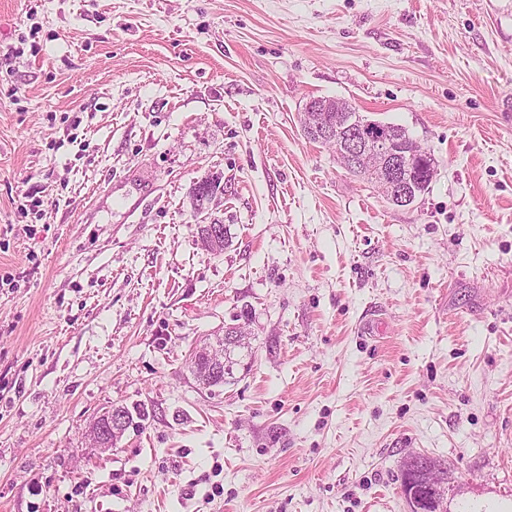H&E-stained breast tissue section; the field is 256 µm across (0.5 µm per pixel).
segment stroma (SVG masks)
I'll list each match as a JSON object with an SVG mask.
<instances>
[{
	"label": "stroma",
	"instance_id": "obj_1",
	"mask_svg": "<svg viewBox=\"0 0 512 512\" xmlns=\"http://www.w3.org/2000/svg\"><path fill=\"white\" fill-rule=\"evenodd\" d=\"M319 97L429 189L307 139ZM112 406L148 417L101 452ZM410 455L512 512V0H0V512H409ZM336 103H339L341 107L336 106ZM344 104L346 103L333 98L306 103L304 113L319 112L322 120L335 128L336 132L328 126H322L316 117L314 123L302 124L305 136L321 143L331 141L336 155L340 158L344 156L349 160V169L367 171L368 177L389 201L391 198L394 201L396 197L398 198L399 204L397 201H392L393 205L399 207L411 205L413 196L410 195L411 186L402 174L404 160L401 152L406 155L410 154L411 151L418 148L417 142L402 126L380 121L387 129L391 144L386 142L384 134L380 135L378 130L373 129L374 136H379L380 144L379 147L373 148L371 141L373 135H369L368 130L371 125H375L374 122L368 119L362 120V115L356 111V108L348 111L343 106ZM360 119L362 121L360 131H356L354 136H350L347 141L336 137L340 134L347 135L350 127L354 128ZM241 345L242 343L240 342H238V344L232 343L224 336L222 344L218 346L219 348L205 346L208 347V349H204L199 353L205 357L207 366L193 374L197 384L204 389H210L211 387H215V379L222 375H224L223 384L226 383L227 378L233 375L234 365H238L237 360L231 357V355L234 356L236 348H240ZM224 353L226 356L225 364Z\"/></svg>",
	"mask_w": 512,
	"mask_h": 512
}]
</instances>
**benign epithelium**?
Returning a JSON list of instances; mask_svg holds the SVG:
<instances>
[{"label": "benign epithelium", "instance_id": "obj_1", "mask_svg": "<svg viewBox=\"0 0 512 512\" xmlns=\"http://www.w3.org/2000/svg\"><path fill=\"white\" fill-rule=\"evenodd\" d=\"M373 122L364 119L361 122L360 130L344 141L336 137L335 130L324 127L316 121L311 124L302 125L305 136L324 143L332 142L338 157L349 160V168L364 170L368 177L376 184L381 193L389 199H398L399 203L408 206L413 197L410 195L411 186L402 174L403 154L386 142L385 136L373 130V134L379 137L380 146L373 147L371 135L368 134ZM224 239V225L212 222L205 225V231L200 234L201 245L209 249L220 244ZM205 357L207 366L194 374L197 384L209 389L215 385V379L224 375V346L208 348L200 351ZM126 417L119 407H114L105 414L104 421L97 423L91 431L97 440V447L100 451L108 450L104 444L105 437L121 435L125 426ZM437 488L442 483L440 472L435 467H428L416 475H402V492L410 509V512H440L439 501L434 498L424 508L413 498L417 484Z\"/></svg>", "mask_w": 512, "mask_h": 512}]
</instances>
